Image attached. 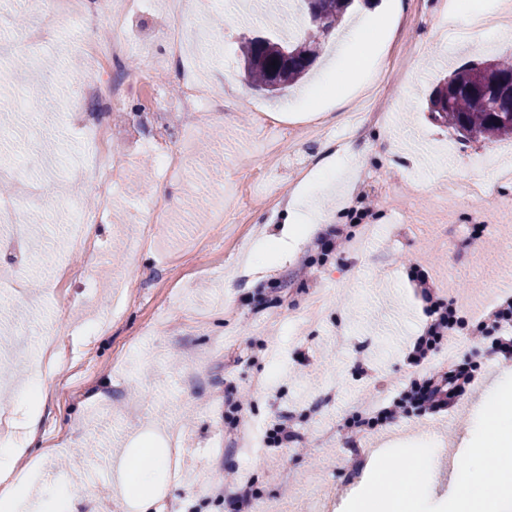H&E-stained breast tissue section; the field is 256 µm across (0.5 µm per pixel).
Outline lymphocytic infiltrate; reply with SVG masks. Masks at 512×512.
Segmentation results:
<instances>
[{
  "mask_svg": "<svg viewBox=\"0 0 512 512\" xmlns=\"http://www.w3.org/2000/svg\"><path fill=\"white\" fill-rule=\"evenodd\" d=\"M375 203L360 198L351 221L318 235L314 246L320 257L341 254L356 239V229L374 217ZM408 278L423 302L425 320L407 342L403 357L412 373L384 397L376 396L345 411L336 422V430L349 445L367 435L387 431L400 420L416 415L422 419L444 418L457 411L478 388L481 365L461 356L450 367L435 365L434 358L447 349L449 342L465 339L489 347L504 359L512 358V293L500 295L480 316L472 317L456 300L438 288L431 266L412 262Z\"/></svg>",
  "mask_w": 512,
  "mask_h": 512,
  "instance_id": "lymphocytic-infiltrate-1",
  "label": "lymphocytic infiltrate"
}]
</instances>
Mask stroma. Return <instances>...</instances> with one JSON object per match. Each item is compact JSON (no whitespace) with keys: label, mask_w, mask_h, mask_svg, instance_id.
<instances>
[{"label":"stroma","mask_w":512,"mask_h":512,"mask_svg":"<svg viewBox=\"0 0 512 512\" xmlns=\"http://www.w3.org/2000/svg\"><path fill=\"white\" fill-rule=\"evenodd\" d=\"M175 17L185 30L187 74L224 109L185 112L162 127L133 91L83 113L86 122L108 124L114 171L110 208L90 238L92 264L68 233L77 213L99 205L90 189L91 145L66 115L85 94L83 80L97 77L82 43L91 37L108 45L114 30L104 14L91 34L75 18L48 40L21 45L12 38L39 21L35 0H16L0 17V222L25 224L27 250L19 266L11 252H0V413L10 424L40 414L46 450L33 460L39 480L67 483L82 499L80 512H135L121 494L122 465L165 452L163 429L173 422L184 442L167 474L176 490L157 492L161 512H230L226 502L195 491L201 478L219 483L228 468L254 481L261 494L255 512H311L339 486L334 512H343L373 464L353 472L336 418L368 380L410 375L403 348L424 320L404 261L440 251L438 287L476 313L512 292V210L474 223L439 179L452 162L461 176L480 175L494 195L512 196V183L496 176L501 164H512V142H457L426 109L433 86L456 67L512 55V29L462 40L456 33L467 16L445 0H370L323 40L318 61L335 63L338 38L364 23L372 62L357 74L339 70L333 93L305 96L319 75L314 69L306 84L270 100L242 85L238 47L268 27L294 30L295 9L271 12L264 0H182L174 14L162 0H148L125 22L126 61L167 93L180 83L158 30ZM403 44L413 49L405 74L390 76ZM368 107L387 120L355 137L362 160L326 168L343 117ZM312 120L322 126L314 139L275 136L280 165L269 169L259 150L266 123ZM160 133L186 150L182 173L169 179L139 148ZM363 173V194L379 203L364 247L314 264L304 280L294 271L311 256V241L256 263L262 242L284 238L288 227L280 207L242 209L246 190L301 203L333 227L347 223ZM151 195L166 203L163 223L139 221ZM228 280L233 288H225ZM46 344L57 355L54 389L36 407L17 403L12 389L26 382ZM300 349L316 359L305 373L296 370ZM360 360L370 375L357 371ZM229 392L248 394L250 421L262 429L278 414L296 413L308 454L288 447L269 461L263 447H244L224 424ZM466 429L452 419L401 422L358 448L423 435L455 448Z\"/></svg>","instance_id":"obj_1"}]
</instances>
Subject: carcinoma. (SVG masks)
I'll return each mask as SVG.
<instances>
[{"mask_svg":"<svg viewBox=\"0 0 512 512\" xmlns=\"http://www.w3.org/2000/svg\"><path fill=\"white\" fill-rule=\"evenodd\" d=\"M359 0H319L321 24L309 20L295 32L246 38L241 68L247 86L271 96L301 81L313 66L320 39ZM432 119L461 142L512 137V60L470 61L438 83L429 98Z\"/></svg>","mask_w":512,"mask_h":512,"instance_id":"1","label":"carcinoma"}]
</instances>
